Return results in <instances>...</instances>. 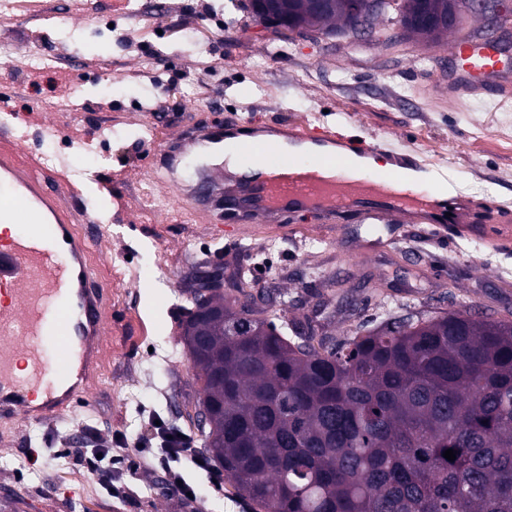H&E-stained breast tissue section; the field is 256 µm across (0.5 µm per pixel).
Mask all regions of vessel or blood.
<instances>
[{"label": "vessel or blood", "mask_w": 512, "mask_h": 512, "mask_svg": "<svg viewBox=\"0 0 512 512\" xmlns=\"http://www.w3.org/2000/svg\"><path fill=\"white\" fill-rule=\"evenodd\" d=\"M467 87L492 82L502 97L512 96V64L491 39L462 35L447 47ZM236 121L187 127L170 138L159 163L162 185L176 188L183 208L215 225L247 230L282 224L318 211L329 216L351 211L366 195L387 199L382 210L368 212L381 222L386 215L426 222L428 204L418 185L428 170L410 155L393 156L391 170L358 182L346 180L354 156L378 152L361 143L357 153L336 149L335 135L295 126L285 129L294 143L315 147L308 162H297L273 140L243 134ZM201 145L235 157L238 165L206 167L196 183L178 175L183 161ZM408 168L416 180L400 185L397 172ZM0 180L14 195L0 200V223L20 230L0 245V416L24 413L28 419L72 411L97 375L99 341L108 326L112 290L95 271L91 246L95 232L87 217L52 186V173L30 153H21L9 131L0 132ZM427 223V222H426ZM29 371L19 375V361Z\"/></svg>", "instance_id": "1"}]
</instances>
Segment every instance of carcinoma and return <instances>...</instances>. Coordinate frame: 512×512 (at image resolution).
<instances>
[{"label":"carcinoma","instance_id":"obj_1","mask_svg":"<svg viewBox=\"0 0 512 512\" xmlns=\"http://www.w3.org/2000/svg\"><path fill=\"white\" fill-rule=\"evenodd\" d=\"M464 3L387 0L390 40ZM250 8L301 33L360 24L356 0ZM278 305L236 287L182 321L215 407L193 419L206 459L251 512H512V322L416 312L338 341ZM240 315L250 330L229 329Z\"/></svg>","mask_w":512,"mask_h":512}]
</instances>
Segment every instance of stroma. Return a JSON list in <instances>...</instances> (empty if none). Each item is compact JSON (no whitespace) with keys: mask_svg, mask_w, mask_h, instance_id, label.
<instances>
[{"mask_svg":"<svg viewBox=\"0 0 512 512\" xmlns=\"http://www.w3.org/2000/svg\"><path fill=\"white\" fill-rule=\"evenodd\" d=\"M56 89L76 84L83 110L66 116L33 106L23 74L39 21L0 28L14 55H0V129L42 153L50 124L67 161L72 202L105 237L100 275L118 271L102 375L85 404L61 418L0 422V505L16 512H184L162 489L167 461L132 442L155 425L192 432L186 416L196 381L181 338L190 308L187 276L223 253L242 284L279 286L289 316L319 335L344 339L382 312L437 316L453 310L512 320V98L452 94L462 81L440 45L387 44L388 24L364 42L266 27L248 0H140L133 17L117 0H83ZM109 19V33H97ZM138 33L136 44L127 34ZM248 127L286 120L339 137L362 135L387 152L412 155L434 178L459 184L477 207L475 233L435 244L424 224H369L362 210L336 219L296 216L288 231L269 224L244 238L188 221L174 190L155 213L135 208L168 133L186 113ZM108 448L111 480L76 460L78 448ZM118 493H110V486ZM203 512H246L223 474L201 479Z\"/></svg>","mask_w":512,"mask_h":512,"instance_id":"stroma-1","label":"stroma"}]
</instances>
